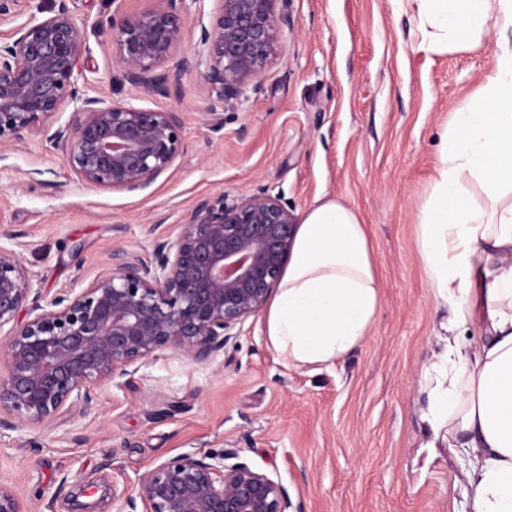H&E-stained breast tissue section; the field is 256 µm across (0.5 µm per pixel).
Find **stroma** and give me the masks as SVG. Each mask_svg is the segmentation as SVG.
Returning <instances> with one entry per match:
<instances>
[{"label": "stroma", "mask_w": 512, "mask_h": 512, "mask_svg": "<svg viewBox=\"0 0 512 512\" xmlns=\"http://www.w3.org/2000/svg\"><path fill=\"white\" fill-rule=\"evenodd\" d=\"M66 6L81 29L89 95L181 112L184 152L141 193L87 186L49 130L0 147V237L43 300L79 289L118 250L150 256L202 199L281 195L295 215L316 200L356 209L368 228L380 303L361 344L330 366L296 368L268 345L262 320L237 325L205 365L166 349L98 389L88 414L34 424L0 415V485L25 512H72L76 482L107 484L115 512L139 478L182 453L233 451L281 480L292 512H470L464 461L428 447L419 378L448 318L424 274L419 211L438 165L439 134L490 71L496 33L459 51H419L414 22L391 0H288L277 51L225 108L200 72L172 70L161 97L123 77L106 29L152 0H34Z\"/></svg>", "instance_id": "obj_1"}]
</instances>
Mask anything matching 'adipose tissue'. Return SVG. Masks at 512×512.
I'll use <instances>...</instances> for the list:
<instances>
[{
  "mask_svg": "<svg viewBox=\"0 0 512 512\" xmlns=\"http://www.w3.org/2000/svg\"><path fill=\"white\" fill-rule=\"evenodd\" d=\"M418 50L437 54L499 29L495 64L441 135L439 165L418 217V245L436 298L449 305L420 390L428 447L465 454L472 512H512V0H407ZM380 294L358 213L317 200L265 311L279 357L327 366L366 336ZM477 339L464 335L467 326Z\"/></svg>",
  "mask_w": 512,
  "mask_h": 512,
  "instance_id": "adipose-tissue-1",
  "label": "adipose tissue"
}]
</instances>
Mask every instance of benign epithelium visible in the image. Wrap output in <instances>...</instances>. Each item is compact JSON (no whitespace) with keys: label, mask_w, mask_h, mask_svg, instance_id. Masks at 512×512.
<instances>
[{"label":"benign epithelium","mask_w":512,"mask_h":512,"mask_svg":"<svg viewBox=\"0 0 512 512\" xmlns=\"http://www.w3.org/2000/svg\"><path fill=\"white\" fill-rule=\"evenodd\" d=\"M31 0H0V19L28 15L0 40V146L20 142L66 107L73 119L52 136L71 172L89 186L145 191L184 150L183 120L173 109L88 97L78 86L85 49L65 7L38 18ZM185 0H153L143 11L112 16L109 36L127 82L171 94L165 65L185 38ZM215 21L201 27L177 68L202 72L217 108L239 101L272 58L288 22V0H212ZM297 218L266 192L200 201L176 238L146 259L122 249L79 291L41 304L32 275L0 248V327L27 308L34 316L0 345V412L40 423L65 408L88 412L97 389L160 350L197 364L224 349L229 331L258 314L290 258ZM237 454L183 453L155 465L117 512H288L282 483ZM0 512H24L20 495L0 486Z\"/></svg>","instance_id":"7a95c632"}]
</instances>
